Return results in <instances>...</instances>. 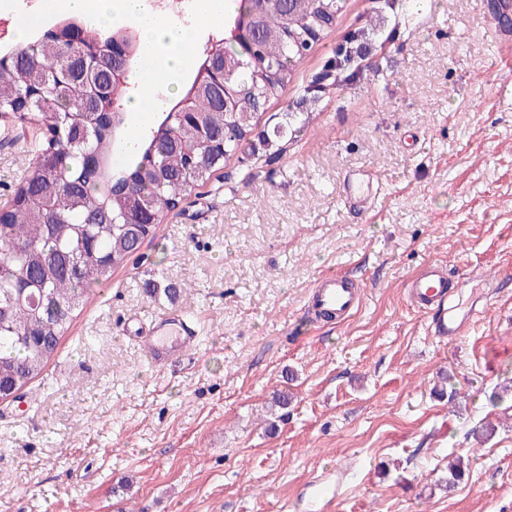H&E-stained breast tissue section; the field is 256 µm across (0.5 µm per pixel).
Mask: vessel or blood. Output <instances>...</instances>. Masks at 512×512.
Listing matches in <instances>:
<instances>
[{"mask_svg":"<svg viewBox=\"0 0 512 512\" xmlns=\"http://www.w3.org/2000/svg\"><path fill=\"white\" fill-rule=\"evenodd\" d=\"M407 296L419 312L430 317V327L435 335L449 338L461 334L464 321L444 313V306L448 302L446 268L438 264L428 266L409 281ZM360 302V294L352 279L333 271L317 281L310 308L316 318L335 321L350 316ZM196 336V329L183 320L181 312L173 311L154 322L142 345L151 359L165 362L179 355ZM342 485L343 479L339 476L316 479L311 483L313 497L320 505L332 504L338 498Z\"/></svg>","mask_w":512,"mask_h":512,"instance_id":"1","label":"vessel or blood"}]
</instances>
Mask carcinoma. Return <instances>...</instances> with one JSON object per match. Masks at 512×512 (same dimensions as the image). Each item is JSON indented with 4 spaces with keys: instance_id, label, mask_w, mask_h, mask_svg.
I'll list each match as a JSON object with an SVG mask.
<instances>
[{
    "instance_id": "carcinoma-1",
    "label": "carcinoma",
    "mask_w": 512,
    "mask_h": 512,
    "mask_svg": "<svg viewBox=\"0 0 512 512\" xmlns=\"http://www.w3.org/2000/svg\"><path fill=\"white\" fill-rule=\"evenodd\" d=\"M427 0H369L378 19L407 20ZM344 0H237L224 16V32L238 27L240 41H214L188 88L195 98L190 114L167 112L141 138V150L127 165L112 167L116 146L127 135L125 121L87 122L93 99L126 97L128 86H109L97 75L84 85L53 81L69 69L78 48L67 47L49 60L42 107L33 120L61 128L85 142L47 140L17 189L16 223H0V399L18 394L44 370L60 340L81 312L89 289L107 283L141 245L155 236L165 212L238 154L265 151L277 159L283 141L309 122L308 112H286L270 129H258L265 105L278 98L319 36L333 25ZM512 0H492L489 9L502 27H512L505 11ZM377 23L351 31L345 43L304 87L303 99L342 89L365 74L362 57ZM36 39L8 53L0 63V114L15 111L29 94L22 80L28 56L41 52ZM229 59L227 76L209 71L212 54ZM227 94L229 109L217 104Z\"/></svg>"
}]
</instances>
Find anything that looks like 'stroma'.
Listing matches in <instances>:
<instances>
[{"mask_svg":"<svg viewBox=\"0 0 512 512\" xmlns=\"http://www.w3.org/2000/svg\"><path fill=\"white\" fill-rule=\"evenodd\" d=\"M367 6L345 0L266 105L312 114L280 158L230 159L185 197L0 400V512H295L336 469L334 512H512V34L488 0H435L382 24L363 81L304 103ZM47 138L0 118V206ZM433 261L474 314L452 341L406 297ZM332 270L361 294L341 323L308 308ZM173 310L198 338L153 363L139 337Z\"/></svg>","mask_w":512,"mask_h":512,"instance_id":"35a3bbf8","label":"stroma"}]
</instances>
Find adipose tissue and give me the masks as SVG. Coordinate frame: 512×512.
<instances>
[{
    "label": "adipose tissue",
    "instance_id": "ef3b65f1",
    "mask_svg": "<svg viewBox=\"0 0 512 512\" xmlns=\"http://www.w3.org/2000/svg\"><path fill=\"white\" fill-rule=\"evenodd\" d=\"M234 0H193L194 23L180 20L160 9L157 0H49L48 10L18 22L14 39L25 43L46 13L63 12L85 27L106 30L119 22L133 24L139 34L142 71L135 81L138 91L125 98L123 106L131 126L150 115L167 110L169 91L177 89L192 65L191 50L204 27L223 22Z\"/></svg>",
    "mask_w": 512,
    "mask_h": 512
}]
</instances>
